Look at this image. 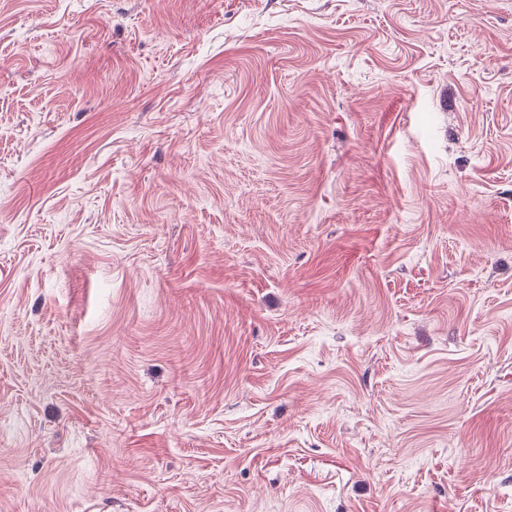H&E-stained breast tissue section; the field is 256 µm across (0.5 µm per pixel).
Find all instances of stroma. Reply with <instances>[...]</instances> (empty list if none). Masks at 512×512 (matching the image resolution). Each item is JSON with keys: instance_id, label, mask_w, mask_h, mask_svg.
I'll return each mask as SVG.
<instances>
[{"instance_id": "35a3bbf8", "label": "stroma", "mask_w": 512, "mask_h": 512, "mask_svg": "<svg viewBox=\"0 0 512 512\" xmlns=\"http://www.w3.org/2000/svg\"><path fill=\"white\" fill-rule=\"evenodd\" d=\"M0 512H512V0H0Z\"/></svg>"}]
</instances>
